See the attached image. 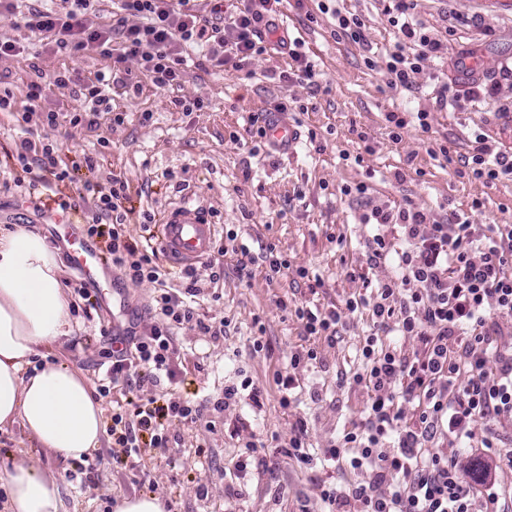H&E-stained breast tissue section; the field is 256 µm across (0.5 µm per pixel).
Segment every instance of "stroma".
<instances>
[{"label": "stroma", "instance_id": "stroma-1", "mask_svg": "<svg viewBox=\"0 0 512 512\" xmlns=\"http://www.w3.org/2000/svg\"><path fill=\"white\" fill-rule=\"evenodd\" d=\"M337 6L363 19L366 46L336 36L332 18L319 13L317 0H305L301 9L281 7L279 22L286 35L300 40L314 64L315 84L277 80L290 62L287 49L278 46L249 63L252 78L191 63L171 91L156 89L131 61L111 90L112 106L122 113L123 123L95 130L69 123L68 114L83 102L52 78L65 69L91 78L109 69L111 60L92 50L78 58L58 52L0 60V75L7 76L18 105L27 103V84L39 77L46 81L41 105L62 118L53 127H33L32 137L68 148L75 167L69 195L82 193L86 182L101 184L118 175L131 188L126 207L133 235H142L144 214L160 218L188 201L214 211L218 232L236 234L251 251L275 243L294 268L271 281L255 265L243 278L235 257L228 255L224 279L214 284L208 264L195 265V277L209 290L198 298V312L215 324L227 321L225 334L213 338L179 330L176 383L139 391L116 386L100 401L103 414L111 416L115 405L139 404L163 393L195 403L223 397L225 387L232 385L239 393L223 412L205 407L196 422H173L169 448L154 450L146 468L114 465L112 439L106 434L87 458L66 461L40 447L20 424L0 428V472L31 462L57 475L61 512H112L119 498L150 495L161 498L167 512H299L304 505L321 512V484L344 487L355 476L343 463L302 468L290 460L286 451L297 420L307 421L317 448L361 424L368 396L351 375L364 338L378 332L383 342L406 353L416 342L396 336L388 326L373 328L364 313L348 317L334 341L308 336L285 304L341 311L349 298L365 293L383 275V268L367 262L366 245L375 232L361 221L367 203L411 205L438 216L453 208L474 224H512V180L487 184L462 176L434 154L442 145L456 155L467 153L477 127L491 131L500 147L512 144V119L497 116L493 107L463 112L439 103L442 87L453 90L474 80L497 83L500 102H512V74L505 68L512 61V0H417L416 19L430 30L447 32L448 61L441 66L442 80L421 74L413 91L387 86L381 61L394 46V34L383 0H338ZM130 75L139 80L138 94L124 91ZM176 96L201 97L208 106L184 112L172 105ZM283 97L301 106L293 114L303 134L295 153L282 155L267 145L252 148L246 134L251 119ZM397 109L428 111L429 130L413 124L400 140H392L385 115ZM311 130L316 140H309ZM362 133L368 143L359 141ZM367 144L372 152H364ZM357 153L362 162H354ZM88 156L95 159V170L86 169ZM361 182L369 187L366 200L344 195L345 187ZM71 219L60 211L38 213L18 188L0 186V227L26 225L63 259L61 280L76 309L73 332L45 350V359L80 370L95 388L111 350L100 329L128 321L126 311L113 305V294H124L139 310L150 300L153 286L117 274L107 288L89 287L88 298H81L75 286L82 277L66 263L67 244L55 233L56 225ZM299 267L318 277L321 288H309L307 279L295 273ZM89 301L97 308L87 314L83 307ZM259 323L265 334L264 348L257 351L253 340ZM309 347L317 348L320 358L301 369L295 398L283 407L274 373L286 370L294 352ZM246 378L261 388V402L240 389ZM248 440L258 442L259 449L241 475L235 464Z\"/></svg>", "mask_w": 512, "mask_h": 512}]
</instances>
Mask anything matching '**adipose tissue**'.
<instances>
[{
  "label": "adipose tissue",
  "mask_w": 512,
  "mask_h": 512,
  "mask_svg": "<svg viewBox=\"0 0 512 512\" xmlns=\"http://www.w3.org/2000/svg\"><path fill=\"white\" fill-rule=\"evenodd\" d=\"M70 333L54 250L24 225L0 229V426L22 421L41 447L78 460L100 444L102 408L79 370L31 365ZM0 481L8 512H60L57 477L34 464H15Z\"/></svg>",
  "instance_id": "ef3b65f1"
}]
</instances>
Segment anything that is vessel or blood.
<instances>
[{
  "label": "vessel or blood",
  "instance_id": "obj_1",
  "mask_svg": "<svg viewBox=\"0 0 512 512\" xmlns=\"http://www.w3.org/2000/svg\"><path fill=\"white\" fill-rule=\"evenodd\" d=\"M266 133L270 142L287 151L294 149L299 137L296 127L278 115L270 116ZM215 233V226L203 209L184 203L161 224L158 244L172 263L192 265L210 257ZM70 265L87 279L94 280L108 272L100 254L78 238L72 243Z\"/></svg>",
  "mask_w": 512,
  "mask_h": 512
}]
</instances>
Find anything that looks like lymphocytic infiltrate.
<instances>
[{"label":"lymphocytic infiltrate","mask_w":512,"mask_h":512,"mask_svg":"<svg viewBox=\"0 0 512 512\" xmlns=\"http://www.w3.org/2000/svg\"><path fill=\"white\" fill-rule=\"evenodd\" d=\"M97 0H0V19L25 30L43 52L80 55L94 50L112 61L111 71L89 80L72 72L56 74L54 82L72 87L84 102L71 124L99 127L122 123L112 109L108 89L114 73L136 61L160 90L180 84L187 49L195 47L202 60L220 71H243L266 53L277 36L276 15L283 0H213L201 14L191 0H116L107 23L90 21ZM415 0H387L386 13L395 30V45L384 58L389 88L412 89L428 62L448 56V38L431 32L414 18ZM41 82L27 87L28 104L16 109L10 88L0 87V112L12 113L18 126L40 121L56 125L55 112L39 110ZM468 170L475 179L493 183L512 179V155L498 150L482 130H474ZM63 146L15 145L10 163L0 174L15 187L50 190L65 212L81 214L86 233L106 240L113 267L130 280L156 287L141 331L126 334L101 328L112 345V362L98 386L108 396L113 386L139 389L177 379L174 332L194 325L211 333V325L196 317L188 298L203 287L185 269L183 287H169L172 272L157 261L150 238L133 236L126 224L129 185L114 175L105 185L87 186L79 197L67 196L73 180ZM39 169L38 180L25 174ZM362 223L375 226L367 243L371 266L396 256L395 274L379 278L369 294L350 299L345 312L293 305L289 313L306 335L334 340L343 313L369 311L377 325L393 324L401 336L416 340L411 353L381 346L368 335L360 349L355 385L367 388L370 401L364 424L346 430L327 447H313L306 420H297L288 456L302 467L316 462L347 461L359 476L349 488L322 487L328 512H512V485L502 474L512 471V449L499 447L500 426L512 424V225L473 224L457 211L439 218L415 208L371 206ZM415 403L405 419L403 403ZM200 405L154 396L133 412L112 414V460L165 448L170 421H196ZM488 426L475 434V422ZM475 442L488 454L478 483L465 477L452 448Z\"/></svg>","instance_id":"1"}]
</instances>
